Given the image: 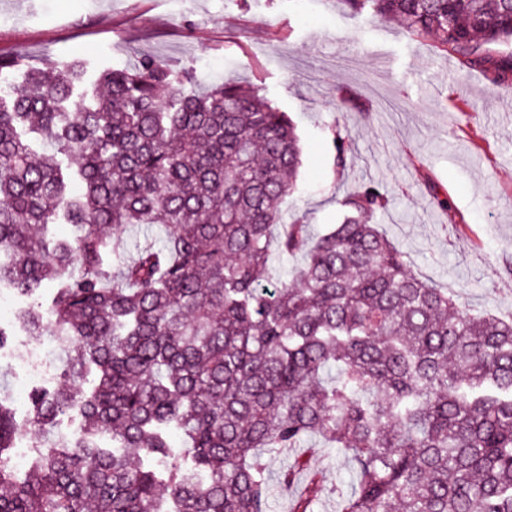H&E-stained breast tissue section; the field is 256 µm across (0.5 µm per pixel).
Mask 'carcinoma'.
Here are the masks:
<instances>
[{"label":"carcinoma","mask_w":512,"mask_h":512,"mask_svg":"<svg viewBox=\"0 0 512 512\" xmlns=\"http://www.w3.org/2000/svg\"><path fill=\"white\" fill-rule=\"evenodd\" d=\"M345 2L471 66L512 40V0ZM85 75L0 56V284L32 298L53 283L24 323L70 343L60 384L30 395L22 475L0 397V512H268L264 455L311 436L351 462L337 512H512V320L412 273L371 223L388 204L374 187L338 199L343 221L312 243L284 223L300 139L256 89L201 92L143 56L101 70L68 114ZM329 134L343 169L348 139ZM61 216L73 245L44 240ZM285 256L301 263L284 272ZM71 413L83 429L52 437Z\"/></svg>","instance_id":"carcinoma-1"}]
</instances>
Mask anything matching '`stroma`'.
I'll list each match as a JSON object with an SVG mask.
<instances>
[{"label":"stroma","mask_w":512,"mask_h":512,"mask_svg":"<svg viewBox=\"0 0 512 512\" xmlns=\"http://www.w3.org/2000/svg\"><path fill=\"white\" fill-rule=\"evenodd\" d=\"M143 54L192 69L202 90L231 79L260 88L288 113L302 164L282 200L287 219L323 234L342 220L338 196L378 187L389 203L374 221L415 274L474 314L512 318V77L467 67L344 0H0L2 56L79 62L93 79ZM337 123L351 146L341 173L328 133ZM7 330L5 395L22 373L17 355L44 342L16 322ZM298 458L307 465L285 488L278 477ZM267 461L269 512H291L311 481L313 512H336V487L350 483L347 458L318 438Z\"/></svg>","instance_id":"35a3bbf8"}]
</instances>
